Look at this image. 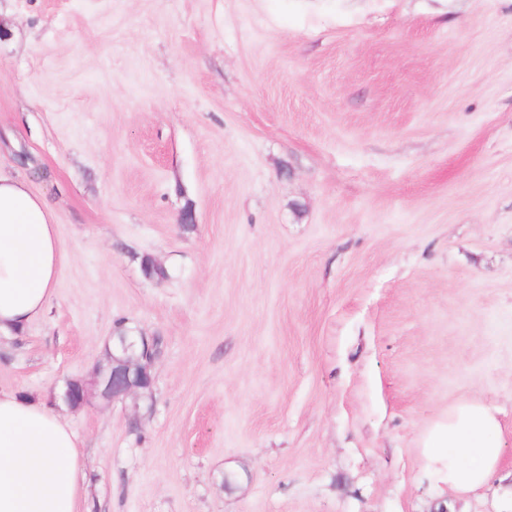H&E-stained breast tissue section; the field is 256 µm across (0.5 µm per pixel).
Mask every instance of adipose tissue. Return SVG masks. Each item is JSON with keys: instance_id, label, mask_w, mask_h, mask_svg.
I'll use <instances>...</instances> for the list:
<instances>
[{"instance_id": "ef3b65f1", "label": "adipose tissue", "mask_w": 512, "mask_h": 512, "mask_svg": "<svg viewBox=\"0 0 512 512\" xmlns=\"http://www.w3.org/2000/svg\"><path fill=\"white\" fill-rule=\"evenodd\" d=\"M58 269L52 211L25 180L0 173V335L42 317ZM494 407L463 399L427 429L435 478L458 492L489 483L502 460ZM76 436L44 401L0 389V512H81Z\"/></svg>"}]
</instances>
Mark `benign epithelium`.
Returning <instances> with one entry per match:
<instances>
[{"mask_svg":"<svg viewBox=\"0 0 512 512\" xmlns=\"http://www.w3.org/2000/svg\"><path fill=\"white\" fill-rule=\"evenodd\" d=\"M112 350L123 352V356L109 355L108 365L98 368L91 382L79 379L66 382L64 398L70 406L86 404L92 385L108 400L123 398L141 386H152L151 366L156 359L153 339L121 333L112 337Z\"/></svg>","mask_w":512,"mask_h":512,"instance_id":"benign-epithelium-1","label":"benign epithelium"}]
</instances>
